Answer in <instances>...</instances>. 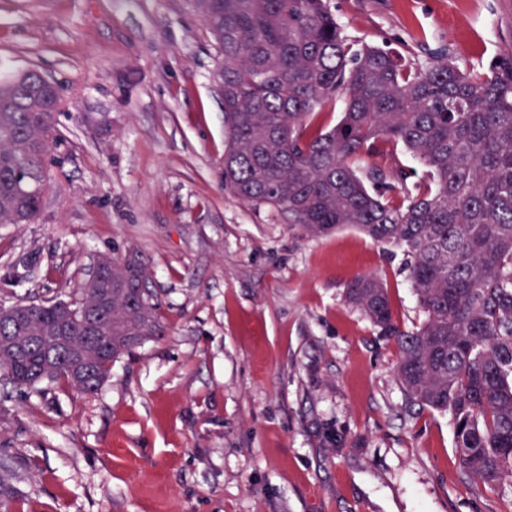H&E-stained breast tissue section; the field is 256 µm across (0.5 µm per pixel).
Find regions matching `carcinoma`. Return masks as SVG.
Masks as SVG:
<instances>
[{"label": "carcinoma", "instance_id": "carcinoma-1", "mask_svg": "<svg viewBox=\"0 0 512 512\" xmlns=\"http://www.w3.org/2000/svg\"><path fill=\"white\" fill-rule=\"evenodd\" d=\"M218 44L224 187L276 206L309 235L353 227L401 249L424 319L405 330L375 276L346 301L394 342L406 405L447 412L460 470L512 487V51L477 73L445 52L420 66L353 48L325 0H195ZM343 98L339 122L318 117ZM55 86L36 70L0 76V224L41 211L57 148ZM402 145L424 167L370 189L363 154ZM76 300L0 306V378L62 380L94 395L112 365L163 335L145 260L103 254Z\"/></svg>", "mask_w": 512, "mask_h": 512}]
</instances>
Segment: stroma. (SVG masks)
Listing matches in <instances>:
<instances>
[{
	"instance_id": "obj_1",
	"label": "stroma",
	"mask_w": 512,
	"mask_h": 512,
	"mask_svg": "<svg viewBox=\"0 0 512 512\" xmlns=\"http://www.w3.org/2000/svg\"><path fill=\"white\" fill-rule=\"evenodd\" d=\"M328 6L409 63L512 51V0ZM219 56L195 0H0V74L65 102L38 220L0 224V304L77 298L134 248L165 326L95 395L0 388V512H512L461 472L449 415L406 409L394 343L345 300L376 275L419 325L402 253L225 191Z\"/></svg>"
}]
</instances>
